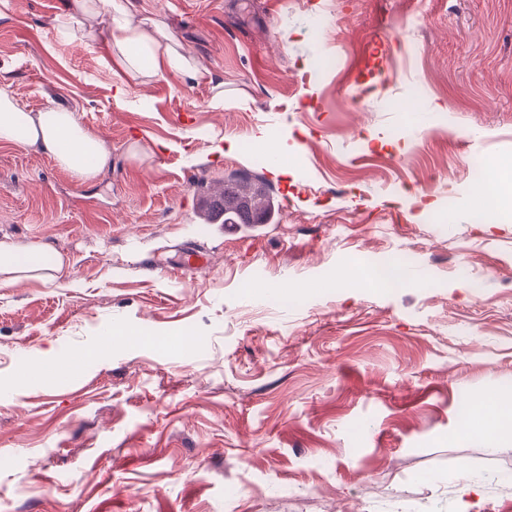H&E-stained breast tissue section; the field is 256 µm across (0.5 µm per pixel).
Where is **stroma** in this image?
<instances>
[{
  "label": "stroma",
  "instance_id": "1",
  "mask_svg": "<svg viewBox=\"0 0 512 512\" xmlns=\"http://www.w3.org/2000/svg\"><path fill=\"white\" fill-rule=\"evenodd\" d=\"M64 2L11 0L0 86L112 164L0 144V239L69 270L0 288V512H512V437L459 418L512 398V0H132L220 103L62 38ZM232 173L270 223L201 221Z\"/></svg>",
  "mask_w": 512,
  "mask_h": 512
}]
</instances>
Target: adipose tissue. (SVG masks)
Wrapping results in <instances>:
<instances>
[{"instance_id":"1","label":"adipose tissue","mask_w":512,"mask_h":512,"mask_svg":"<svg viewBox=\"0 0 512 512\" xmlns=\"http://www.w3.org/2000/svg\"><path fill=\"white\" fill-rule=\"evenodd\" d=\"M106 15L107 42L123 73L130 78H157L165 71L201 75L193 57L177 43L173 33L158 19L132 22L131 0H67L56 19V27L72 39H91L93 20ZM0 143L48 153L62 169L79 180L101 173L111 162L103 139L85 128L76 113L48 102L44 111L35 112L0 87ZM63 259L50 246L36 244L20 248L0 240V287H11L27 280L55 281L64 271ZM512 433V401L482 393L471 403L462 435H480L492 440Z\"/></svg>"}]
</instances>
